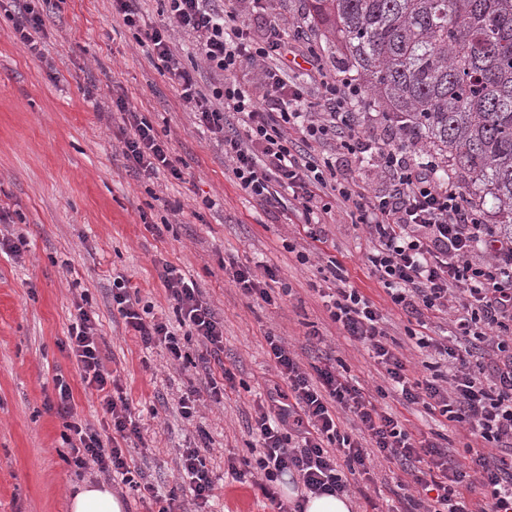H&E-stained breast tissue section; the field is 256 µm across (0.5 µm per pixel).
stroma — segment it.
I'll list each match as a JSON object with an SVG mask.
<instances>
[{
	"label": "stroma",
	"instance_id": "obj_1",
	"mask_svg": "<svg viewBox=\"0 0 512 512\" xmlns=\"http://www.w3.org/2000/svg\"><path fill=\"white\" fill-rule=\"evenodd\" d=\"M57 5L39 57L13 42L12 22L0 8V207L13 218L0 233H20L28 242L22 257L0 253V512H70L76 485L104 481L70 464L65 422L47 407L61 374L72 388L75 419L99 431L107 423L65 349L83 297L98 319L104 362L139 416L142 441L131 457L144 481L163 493L178 486L180 452L200 445L203 429L212 439L204 453L215 483L212 512H273L255 480H236L227 466L231 458L255 457V409L277 380L266 335L281 336L306 364L315 350L307 335L319 330L320 348L372 393L384 383L383 368L331 321L321 295L329 259L339 260L350 285L377 306L410 376L422 379L429 372L412 348L408 318L372 275L371 240L349 213L332 208L318 242L303 231L291 202H266L231 181L223 147L197 125L167 72L113 15L112 0ZM270 13L285 31L303 26L328 80H335L342 56L317 23L311 0H272ZM118 93L182 160L183 179L162 175L148 187L128 174L111 115ZM356 117L363 135L398 143L399 121L386 117L370 90H363ZM162 222L168 230L151 232ZM303 253L308 262L300 261ZM165 261L196 282L223 320L221 359L235 376L222 403H204L191 419L182 417L178 400L188 386L206 385L197 365L200 338H183L187 361L169 364L165 350L144 348L112 307V278L120 274L153 315L176 321L160 278ZM235 264L275 269L272 303L235 286ZM381 404L409 419L415 432L444 433L453 448L475 442L458 424L442 425L439 416L404 407L395 395ZM376 473L349 493L351 512H395L407 476L386 462Z\"/></svg>",
	"mask_w": 512,
	"mask_h": 512
}]
</instances>
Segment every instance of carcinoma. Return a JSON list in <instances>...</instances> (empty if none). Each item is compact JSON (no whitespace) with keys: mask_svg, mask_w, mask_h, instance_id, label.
Returning a JSON list of instances; mask_svg holds the SVG:
<instances>
[{"mask_svg":"<svg viewBox=\"0 0 512 512\" xmlns=\"http://www.w3.org/2000/svg\"><path fill=\"white\" fill-rule=\"evenodd\" d=\"M318 23L391 112L512 225V0H314Z\"/></svg>","mask_w":512,"mask_h":512,"instance_id":"1","label":"carcinoma"}]
</instances>
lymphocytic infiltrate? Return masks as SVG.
I'll use <instances>...</instances> for the list:
<instances>
[{
    "label": "lymphocytic infiltrate",
    "instance_id": "obj_1",
    "mask_svg": "<svg viewBox=\"0 0 512 512\" xmlns=\"http://www.w3.org/2000/svg\"><path fill=\"white\" fill-rule=\"evenodd\" d=\"M52 0H14L11 37L32 54H40L45 17ZM167 24H143L137 0H112V11L131 31L151 61L169 73L182 100L190 104L201 128L216 136L230 163L231 180L261 199L291 192L303 226L322 224L328 205L322 196L335 187L338 207L356 215L372 239L367 262L392 303L416 327L410 336L430 359L434 379L410 377L407 360L386 341L387 328L376 305L359 289L348 286L340 265L330 273L334 288L327 311L351 339L366 345L383 368L384 379L403 405L421 406L446 421L468 425L472 435L490 444L492 455H477L463 464L449 444L415 434L405 419L382 408L340 371L330 356L303 368L282 337L267 335V354L274 362L278 385L269 405L259 408L252 429L259 443L254 469L267 498L285 473L297 474L314 494L348 493L351 479L369 473L372 454L400 463L415 491L400 499V512H512V235L496 233L481 209L466 207L458 186L438 175L435 160L411 163L401 148L362 139L356 125L360 89L351 79L324 82L323 104L314 109L289 73L294 58L309 64V79L321 78L323 64L313 46L298 48L277 20H267V34L255 38L242 18L243 0H163ZM192 34L199 66L186 65L173 49V35ZM264 69L266 91L255 99L234 83L244 65ZM216 80L202 86L199 67ZM122 134L125 168L149 183L167 174L182 179L183 171L153 126L133 111L124 97L112 101ZM334 140L338 154L318 152ZM378 160L391 171L390 192L370 195L367 187L344 178L350 158ZM486 260L474 261L475 250ZM175 304L177 321L146 318L139 297L124 277L112 283V305L127 330L147 348L161 347L171 362L184 360L180 335L200 337L207 355L224 349V322L197 286L172 265L161 275ZM462 313L448 335L429 336L426 317L442 314L452 303ZM68 355L78 367L85 389L96 392L108 415L112 434L102 437L87 424L73 421V395L63 376H56V413L68 419L74 439L72 463L80 470L96 467L119 479L129 494L151 499L157 512H177L176 491L159 494L136 477L128 461V445L141 439L126 392L107 371L96 317L78 307L68 336ZM353 416L346 431L339 415ZM183 480L196 512H209L215 484L200 449L180 455ZM485 488L484 499L467 498L474 486Z\"/></svg>",
    "mask_w": 512,
    "mask_h": 512
}]
</instances>
